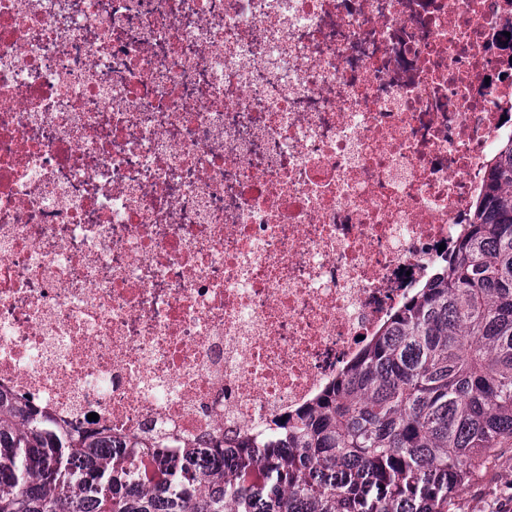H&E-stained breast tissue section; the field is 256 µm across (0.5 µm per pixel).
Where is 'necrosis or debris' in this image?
I'll use <instances>...</instances> for the list:
<instances>
[{
  "label": "necrosis or debris",
  "instance_id": "4bbe7bcc",
  "mask_svg": "<svg viewBox=\"0 0 512 512\" xmlns=\"http://www.w3.org/2000/svg\"><path fill=\"white\" fill-rule=\"evenodd\" d=\"M510 137L512 0H0V391L99 436L269 433Z\"/></svg>",
  "mask_w": 512,
  "mask_h": 512
}]
</instances>
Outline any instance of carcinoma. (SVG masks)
<instances>
[{"instance_id": "carcinoma-1", "label": "carcinoma", "mask_w": 512, "mask_h": 512, "mask_svg": "<svg viewBox=\"0 0 512 512\" xmlns=\"http://www.w3.org/2000/svg\"><path fill=\"white\" fill-rule=\"evenodd\" d=\"M511 446L512 139L433 277L312 406L269 436L214 437L200 471L157 441L63 432L0 392V512H448Z\"/></svg>"}]
</instances>
